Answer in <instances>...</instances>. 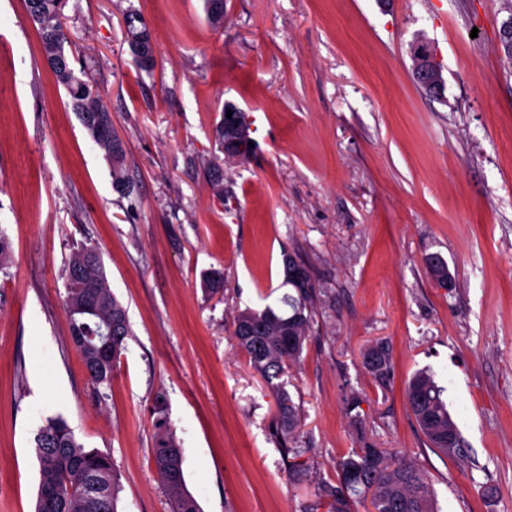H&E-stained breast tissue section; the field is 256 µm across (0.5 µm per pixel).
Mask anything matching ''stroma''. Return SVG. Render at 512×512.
Segmentation results:
<instances>
[{
    "instance_id": "obj_1",
    "label": "stroma",
    "mask_w": 512,
    "mask_h": 512,
    "mask_svg": "<svg viewBox=\"0 0 512 512\" xmlns=\"http://www.w3.org/2000/svg\"><path fill=\"white\" fill-rule=\"evenodd\" d=\"M132 12L152 35L149 72L126 42ZM66 14L132 193L113 190L23 0H0V512H34V437L55 416L111 456L120 512H172L151 457L160 393L202 512H328L318 486L366 442L423 470L438 512H512V0H224L219 28L205 0H69ZM418 39L441 96L412 77ZM228 101L255 143L239 164L214 136ZM84 243L133 330L97 389L63 306ZM287 254L318 296L287 386L304 417L299 479L273 436L277 393L233 338L241 310L280 303ZM213 270L223 295L204 290ZM378 342L385 378L363 361ZM420 370L466 457L422 434L405 399Z\"/></svg>"
}]
</instances>
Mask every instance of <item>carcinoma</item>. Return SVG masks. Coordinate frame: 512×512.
Returning a JSON list of instances; mask_svg holds the SVG:
<instances>
[{
    "label": "carcinoma",
    "instance_id": "1",
    "mask_svg": "<svg viewBox=\"0 0 512 512\" xmlns=\"http://www.w3.org/2000/svg\"><path fill=\"white\" fill-rule=\"evenodd\" d=\"M26 12L36 28L45 63L58 84L68 92L72 110L87 133L111 164L112 187L118 194H131L125 176L123 142L107 131L104 120L111 117L97 85L77 74L65 52L68 35L64 28L68 0H24ZM127 42L134 58L153 50L145 19L131 13L126 18ZM291 292L283 295V306L261 310L247 308L234 320L233 336L251 367L278 395L275 437L292 454L291 469L303 476L309 466L308 449L297 446L301 417L286 386L288 368L298 363L313 323L315 286L307 268L288 256L285 281ZM206 292H224V273L213 270L205 276ZM64 309L71 338L91 383L108 384L126 349L131 328L126 308L112 293L99 249L83 245L74 251L66 270ZM368 369L380 376L391 368L389 348L376 344L365 352ZM406 398L415 420L431 447L443 453L461 454L457 428L442 399V389L427 372L413 376ZM156 398L158 417L154 422L152 461L171 498L173 512H201L188 491L183 450L163 408ZM38 463L35 512H119L120 483L111 458L97 448L78 442L72 428L61 417L49 418L34 437ZM339 484L318 487L321 498L333 512H351L350 499L369 501L370 512H436L435 494L427 475L412 463L390 462L383 450L370 444L355 448L337 462Z\"/></svg>",
    "mask_w": 512,
    "mask_h": 512
}]
</instances>
